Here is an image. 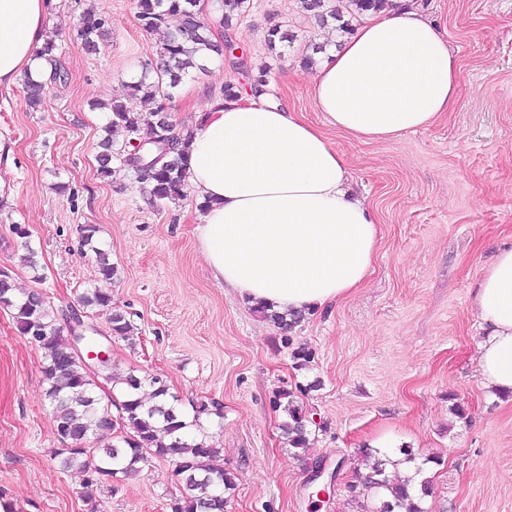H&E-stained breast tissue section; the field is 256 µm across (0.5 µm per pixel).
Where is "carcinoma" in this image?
I'll return each instance as SVG.
<instances>
[{
	"label": "carcinoma",
	"mask_w": 512,
	"mask_h": 512,
	"mask_svg": "<svg viewBox=\"0 0 512 512\" xmlns=\"http://www.w3.org/2000/svg\"><path fill=\"white\" fill-rule=\"evenodd\" d=\"M224 26L243 17L250 8V0H216ZM390 0H299V8L314 18L322 27L349 33L353 22L359 21L370 10L389 7ZM136 18L146 33L164 31L159 50L160 65H142L141 73L127 83L128 93L123 99L107 104L111 120L101 139L97 156L98 173L112 176L113 129L122 127L132 139L141 127L150 129V139L171 140L169 152L155 165L139 169L143 178L151 182L149 194L155 201H175L184 196L188 173L182 144L190 139L187 134L173 135L169 103L172 102L184 78L194 71L205 70L212 57L224 56L226 45L213 41L208 26L201 19L196 0H136ZM106 20L93 5L80 15L74 39L76 45L88 53L99 48ZM54 39L47 40L43 56L50 66L49 80L63 74L56 56ZM22 85L27 105L38 108L44 98L46 82H36L24 75ZM148 106L145 112H136L131 102ZM98 274L103 281L112 280L115 268L109 255L96 250ZM81 304L90 308L110 310L108 317L112 335L122 339L133 333V325L123 311L112 308L111 296L100 288H93L81 296ZM0 306L13 310V319L21 335L28 338L39 332L36 347L41 350L43 374L48 382L45 393L52 407L51 421L62 448L56 456L64 470L85 474L84 488L89 489L103 477L129 478L140 471V464L151 458L169 462L174 474L186 485V496L169 503L171 512H224L228 499L236 489L233 472L214 464L221 449L206 438L191 435L201 429V416L223 417L221 404L201 403L193 407L192 419L181 413L170 402L168 388L161 381L132 372L121 375L114 364L103 375H93L82 359L74 353L70 337L62 336L54 327V311L40 293L23 296L15 294L12 278L0 280ZM256 312L282 330H291L303 320V314H280L265 306ZM121 384L120 398L103 404L98 397L99 382ZM153 387L152 402L139 395L145 386ZM274 405L283 409L280 424L282 437L289 447L306 455L310 449L311 421L308 413L295 404L294 393L284 390L275 396ZM402 462L413 463L414 476L401 481L390 478L387 465L394 464L380 451L363 449L364 466L368 472L359 484L350 485L353 496H375L379 501L376 512H426L424 498L432 494L429 478L414 486L415 477L424 473V466L437 462L434 457L417 461L407 448L400 449Z\"/></svg>",
	"instance_id": "obj_1"
}]
</instances>
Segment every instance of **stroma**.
I'll return each mask as SVG.
<instances>
[{
	"label": "stroma",
	"mask_w": 512,
	"mask_h": 512,
	"mask_svg": "<svg viewBox=\"0 0 512 512\" xmlns=\"http://www.w3.org/2000/svg\"><path fill=\"white\" fill-rule=\"evenodd\" d=\"M106 19L96 53L78 48L74 25L88 5ZM448 38L458 65L451 112L425 129L390 140H362L326 128L345 156L352 184L376 216L377 250L364 283L346 298L310 311L292 346L312 350L296 370L292 346L247 300L216 282L201 255V199L157 204L126 166L133 147L113 135V174L100 178L97 142L104 103L127 94L159 38L146 34L133 0H52L48 31L58 45L63 83L47 82L40 108L21 85L0 90V135L12 149L0 165V268L17 293L45 294L61 335L71 309L102 288L130 318L132 339L113 338L121 372L166 383L184 412L216 401L222 417L203 418L237 488L227 512H361L349 483L363 471V448H408L431 457L426 512H512V394L487 389L478 359L485 326L471 294L498 251L512 246V0H413ZM205 20L228 37L233 55L186 77L172 104L177 128L226 84L249 91L266 70L268 93L321 124L302 60L332 35L298 0H251L232 27L219 12ZM289 41L269 47L270 28ZM25 226L37 269L24 265L14 225ZM96 225L92 246L80 228ZM116 273L101 281L94 247ZM317 382L299 397L314 420L311 449L293 456L280 436L281 390ZM42 353L10 310L0 308V499L13 512H170L184 484L153 459L129 479L85 492L80 473L63 470L50 422ZM462 414H455V407ZM340 466L329 499L306 487L316 462Z\"/></svg>",
	"instance_id": "obj_1"
}]
</instances>
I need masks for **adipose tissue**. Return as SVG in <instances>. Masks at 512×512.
I'll use <instances>...</instances> for the list:
<instances>
[{
    "instance_id": "ef3b65f1",
    "label": "adipose tissue",
    "mask_w": 512,
    "mask_h": 512,
    "mask_svg": "<svg viewBox=\"0 0 512 512\" xmlns=\"http://www.w3.org/2000/svg\"><path fill=\"white\" fill-rule=\"evenodd\" d=\"M48 0H0V88L40 77ZM458 60L411 0L369 15L325 54L309 90L325 125L367 140L424 128L451 111ZM188 181L207 204L197 225L215 279L285 312L322 308L359 288L372 266L376 221L355 197L344 155L284 105L209 99L187 143ZM486 388L512 391V247L481 278Z\"/></svg>"
}]
</instances>
